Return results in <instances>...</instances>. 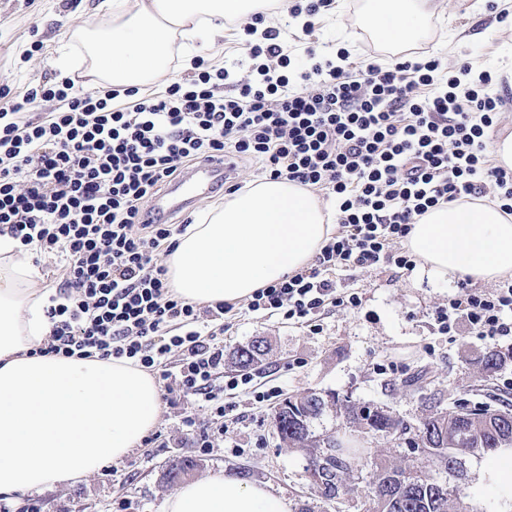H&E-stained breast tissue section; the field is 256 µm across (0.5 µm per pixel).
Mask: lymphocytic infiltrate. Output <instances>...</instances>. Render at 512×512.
<instances>
[{
    "label": "lymphocytic infiltrate",
    "mask_w": 512,
    "mask_h": 512,
    "mask_svg": "<svg viewBox=\"0 0 512 512\" xmlns=\"http://www.w3.org/2000/svg\"><path fill=\"white\" fill-rule=\"evenodd\" d=\"M255 16L251 64L231 77L201 58L172 64L164 91L84 90L75 79L0 88V235L54 254L63 274L50 297L52 324L39 355L128 359L175 384L211 412L224 393L253 385L224 373V319L232 304L202 306L170 286L162 257L185 224L159 223L150 205L192 163L228 153L260 173L323 192L335 232L313 265L257 289L249 312L318 331L326 307H355L331 272L393 266L413 270L402 243L430 208L489 198L512 215V168L487 146L500 96L488 72L447 65L427 50L385 63L306 48L296 76L280 32ZM54 103L41 111L42 103ZM482 339L512 337V281L490 293L465 290L439 310L442 333L459 322Z\"/></svg>",
    "instance_id": "f902f5d3"
}]
</instances>
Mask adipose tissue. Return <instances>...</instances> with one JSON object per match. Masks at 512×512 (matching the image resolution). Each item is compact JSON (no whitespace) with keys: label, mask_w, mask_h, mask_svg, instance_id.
<instances>
[{"label":"adipose tissue","mask_w":512,"mask_h":512,"mask_svg":"<svg viewBox=\"0 0 512 512\" xmlns=\"http://www.w3.org/2000/svg\"><path fill=\"white\" fill-rule=\"evenodd\" d=\"M111 23L73 38L92 83L144 87L167 74L175 39L211 47L226 19L248 24L261 0H110ZM376 38L403 51L421 33L416 0H366ZM322 202L298 183H247L201 212L165 264L172 288L199 304L233 303L308 266L331 235ZM438 281L512 276V215L477 201L430 208L405 241ZM28 251L0 237V494L54 488L127 456L156 427L161 394L124 359L34 354L50 334L49 293ZM165 512H290L269 488L220 473L182 484Z\"/></svg>","instance_id":"ef3b65f1"}]
</instances>
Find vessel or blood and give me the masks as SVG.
Here are the masks:
<instances>
[{
    "instance_id": "obj_1",
    "label": "vessel or blood",
    "mask_w": 512,
    "mask_h": 512,
    "mask_svg": "<svg viewBox=\"0 0 512 512\" xmlns=\"http://www.w3.org/2000/svg\"><path fill=\"white\" fill-rule=\"evenodd\" d=\"M235 174L236 165L231 157L200 161L180 181L153 201V212L165 217L180 212L187 205V197L207 196L218 189L224 180L233 178Z\"/></svg>"
}]
</instances>
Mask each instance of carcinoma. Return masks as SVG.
<instances>
[{
	"mask_svg": "<svg viewBox=\"0 0 512 512\" xmlns=\"http://www.w3.org/2000/svg\"><path fill=\"white\" fill-rule=\"evenodd\" d=\"M262 342L253 341L234 349L235 363L242 369L262 365ZM491 348L478 359L483 384L477 389L484 400L473 404L461 401L443 406L439 391L428 382V372L418 370L407 377L405 386L421 393L429 413L416 425L394 417L390 411L371 405L348 404L339 407L346 427L354 432L318 433L313 428L329 408L327 396L309 391L291 396L279 404L272 416L280 440L288 448L304 453L309 465L319 467V480L312 482L322 499L338 503L359 483H367L366 512H476L481 499V484L455 483L463 479L466 462L478 461L512 447V406L497 398L493 374L508 357ZM407 436L410 448L421 452L404 463H390L365 446V435L386 436L390 431ZM200 467L198 460L182 457L173 460L164 472L167 483H177Z\"/></svg>",
	"mask_w": 512,
	"mask_h": 512,
	"instance_id": "1",
	"label": "carcinoma"
}]
</instances>
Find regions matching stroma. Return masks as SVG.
Masks as SVG:
<instances>
[{
  "label": "stroma",
  "mask_w": 512,
  "mask_h": 512,
  "mask_svg": "<svg viewBox=\"0 0 512 512\" xmlns=\"http://www.w3.org/2000/svg\"><path fill=\"white\" fill-rule=\"evenodd\" d=\"M99 0H0V84L19 92L59 76L54 66L75 24L104 26L108 16L98 12ZM512 0H500L497 10L485 0H447L441 13L430 17L423 36L433 51L456 61L465 57L475 69L494 72V90L504 97L494 137L512 134ZM363 7L335 0L330 15L316 19L313 39L321 53L347 48L359 56L357 29L366 28ZM43 52L30 54L32 40ZM338 288L358 293L356 308L328 307L318 332L278 317L247 314L224 329V350L255 340L265 341L267 355L253 372L261 388L278 387L281 398L316 391L332 392L360 405H377L415 424L424 408L418 393L404 384L408 373L427 368L443 397L460 398L477 384L475 360L488 347L512 350V340L488 344L459 324L455 338L440 334L437 312L459 292L457 280L438 282L422 269L406 271L381 266L367 271L336 270ZM162 411L151 439L123 458L116 475L97 472L67 485L8 496L12 512H26L30 500L45 512H163L174 488L163 480L169 461L189 456L200 460L196 478L247 470L254 482L269 486L285 498L292 512H357L366 492L356 485L343 508L324 502L310 484L306 455L288 449L271 421L274 402H258L252 390L225 391L224 417H217L177 391L161 394ZM193 415L209 433L211 448H196L183 426Z\"/></svg>",
  "instance_id": "obj_1"
}]
</instances>
